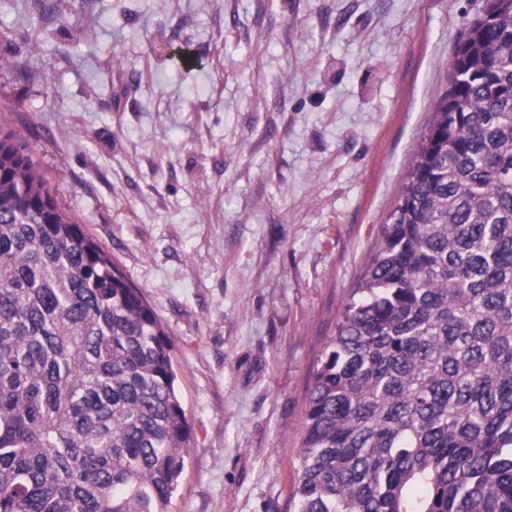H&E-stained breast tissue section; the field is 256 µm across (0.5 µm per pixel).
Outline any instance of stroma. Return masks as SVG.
I'll list each match as a JSON object with an SVG mask.
<instances>
[{
  "mask_svg": "<svg viewBox=\"0 0 512 512\" xmlns=\"http://www.w3.org/2000/svg\"><path fill=\"white\" fill-rule=\"evenodd\" d=\"M35 2L0 0V108L173 341L171 512H288L317 360L483 0H51L43 52Z\"/></svg>",
  "mask_w": 512,
  "mask_h": 512,
  "instance_id": "1",
  "label": "stroma"
}]
</instances>
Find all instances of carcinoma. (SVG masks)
Instances as JSON below:
<instances>
[{
    "label": "carcinoma",
    "mask_w": 512,
    "mask_h": 512,
    "mask_svg": "<svg viewBox=\"0 0 512 512\" xmlns=\"http://www.w3.org/2000/svg\"><path fill=\"white\" fill-rule=\"evenodd\" d=\"M448 72L311 377L293 512H512V0ZM176 380L152 306L0 123V512H171Z\"/></svg>",
    "instance_id": "obj_1"
}]
</instances>
